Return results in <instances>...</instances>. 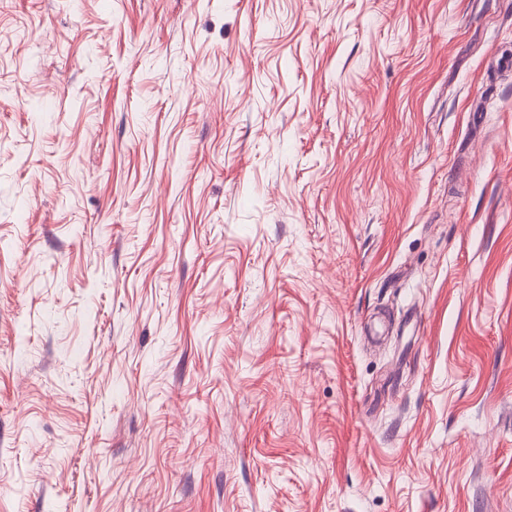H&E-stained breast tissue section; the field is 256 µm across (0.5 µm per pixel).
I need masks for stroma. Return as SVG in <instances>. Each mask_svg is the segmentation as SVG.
Segmentation results:
<instances>
[{
	"label": "stroma",
	"instance_id": "stroma-1",
	"mask_svg": "<svg viewBox=\"0 0 512 512\" xmlns=\"http://www.w3.org/2000/svg\"><path fill=\"white\" fill-rule=\"evenodd\" d=\"M0 512H512V0H0Z\"/></svg>",
	"mask_w": 512,
	"mask_h": 512
}]
</instances>
